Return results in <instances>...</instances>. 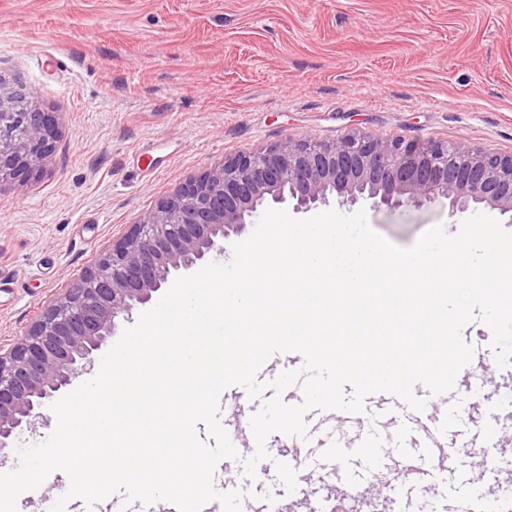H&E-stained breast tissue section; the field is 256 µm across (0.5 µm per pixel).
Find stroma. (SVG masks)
<instances>
[{
	"mask_svg": "<svg viewBox=\"0 0 512 512\" xmlns=\"http://www.w3.org/2000/svg\"><path fill=\"white\" fill-rule=\"evenodd\" d=\"M0 76L58 115L51 164L24 185L0 183L3 348L163 197L239 152L351 128L512 152V0H0ZM367 219L408 248L438 224L457 233L463 217L438 202ZM462 337L475 354L452 395L414 388L427 411L446 413L452 398L463 408L445 421L454 470L426 491L443 508L486 506L512 485V446L472 454L476 431H512V367L494 366L483 322ZM364 427L378 459H353L322 495L370 485L381 461L398 460L394 418ZM252 445L237 437L239 457L219 462L216 481L295 503L284 435L250 479ZM68 488L52 472L17 512H48Z\"/></svg>",
	"mask_w": 512,
	"mask_h": 512,
	"instance_id": "1",
	"label": "stroma"
}]
</instances>
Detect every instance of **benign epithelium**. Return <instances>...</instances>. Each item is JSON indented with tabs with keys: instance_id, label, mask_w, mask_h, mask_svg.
Here are the masks:
<instances>
[{
	"instance_id": "7a95c632",
	"label": "benign epithelium",
	"mask_w": 512,
	"mask_h": 512,
	"mask_svg": "<svg viewBox=\"0 0 512 512\" xmlns=\"http://www.w3.org/2000/svg\"><path fill=\"white\" fill-rule=\"evenodd\" d=\"M57 124V113L0 75V183L21 185L51 161ZM439 200L451 217L479 205L512 214V153L442 142L420 148L350 129L332 142L288 138L241 152L188 180L0 351V461L36 431L41 409L90 370L121 323L208 254L226 252L268 202L307 213L332 203L379 210Z\"/></svg>"
}]
</instances>
